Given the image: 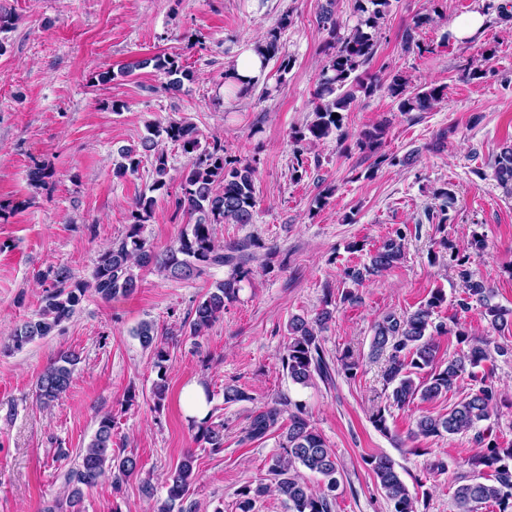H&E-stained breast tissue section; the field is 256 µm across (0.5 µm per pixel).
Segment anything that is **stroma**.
<instances>
[{
  "label": "stroma",
  "instance_id": "stroma-1",
  "mask_svg": "<svg viewBox=\"0 0 512 512\" xmlns=\"http://www.w3.org/2000/svg\"><path fill=\"white\" fill-rule=\"evenodd\" d=\"M499 2L503 12L487 14L470 42L456 37L452 23L486 0H391L366 72L385 82L400 73L415 88L444 86L443 102L405 114L386 90L358 98L343 112L340 134L304 151L306 173L298 178L293 136L312 117L326 60L319 18L330 5L350 24L355 0H0V15L14 20L0 32V512H43L105 414L113 419V453L137 456L141 470L118 486L104 477L85 492L80 512H156L166 474L188 453L200 474L190 496L194 512H239L241 491L266 478L278 434L288 427L280 419L276 432L250 440V417L284 397L305 405L336 454V512H390L363 462L371 454L392 458L407 486L422 482L418 512H458L452 483L471 477L465 460L479 441L512 444V356L482 366L502 397L478 431L415 439L420 415L447 414L480 380L467 374L445 396L392 409L388 432H380L371 414L388 391L370 343L383 316L413 312L439 289L445 301L432 316L443 328L435 337L437 366L460 354L461 330L512 347V326L493 329L477 305L460 309L454 261L465 257L494 303L512 311V190L494 177L497 156L512 144V0ZM285 13L290 22L280 43L290 68L277 95L225 94L227 66ZM419 13L432 21L416 30L417 48L403 50L402 32ZM155 54L178 57L193 81L172 92L153 68L124 73L128 63ZM476 66L482 77L471 76ZM105 71L111 81L98 82ZM172 120L194 123L201 139L220 141L227 156L255 161L257 174L253 223L217 230L224 246L237 248L248 275L204 336L174 342L159 404L153 359L135 328L147 320L159 333L177 332L231 267L189 281L142 272L134 293L109 301L89 295L53 336L18 351L6 344L12 329L37 313L49 268L90 279L101 251L125 236L134 200L152 184V166L143 160L137 174L119 179L112 164L122 149L140 146L148 125ZM379 125L382 164L356 146L361 132ZM160 146L168 191L142 232L158 252L189 221L178 199L192 163L178 144L165 139ZM37 165L52 173L42 186L28 179ZM444 189L452 203L443 224L436 194ZM398 233L405 244L400 263L360 285L345 278L346 268L368 263ZM476 238L482 247H472ZM348 291L356 302L342 301ZM328 302L334 313L321 345L332 380L293 383L281 362L288 321L314 317ZM68 350L80 356L74 380L43 407L37 379ZM347 353L359 364L352 377L340 368ZM191 385L211 391L212 421L224 427L221 449L194 439L182 401ZM228 386L248 400L225 402ZM146 482L152 494L144 493Z\"/></svg>",
  "mask_w": 512,
  "mask_h": 512
}]
</instances>
